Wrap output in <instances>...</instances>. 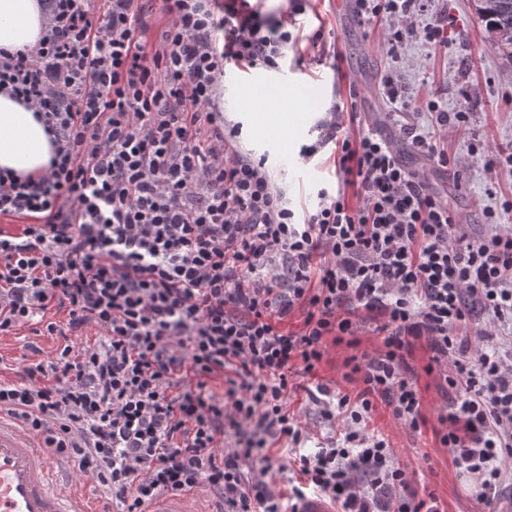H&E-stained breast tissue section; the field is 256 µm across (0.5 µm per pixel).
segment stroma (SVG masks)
I'll list each match as a JSON object with an SVG mask.
<instances>
[{
    "label": "stroma",
    "mask_w": 512,
    "mask_h": 512,
    "mask_svg": "<svg viewBox=\"0 0 512 512\" xmlns=\"http://www.w3.org/2000/svg\"><path fill=\"white\" fill-rule=\"evenodd\" d=\"M448 20V47L437 50L428 45L422 31L437 17ZM297 27L303 35L296 49L283 62L285 68L303 72L306 79L320 84L319 92L297 95L296 103L305 113L303 125L292 130L287 145L262 137L249 116L239 112L240 75L229 71L224 79V111L229 120L239 123L240 147L244 152L265 158L274 184L284 193L296 215L313 210L321 188L336 187L339 175L334 166V142H319L317 125L332 104H345L349 82L366 80L373 94L376 111L359 116L362 127L380 132L391 143L402 163L423 177L430 189L458 211L462 224L472 236L489 231L486 211H495L499 220L512 225V211L504 212L512 201V173L498 167L499 157L512 153V61L493 45L477 10L476 0H433L426 15L415 17V34L404 45L390 49L387 23L365 27L358 21L342 22L333 0H314L307 14L298 16ZM333 32L334 44L309 42L317 27ZM341 55L340 68H333L334 55ZM393 76L417 102L408 115L409 123L427 129L432 117L425 107L436 99L442 108L456 111L469 103L472 119L468 128L449 132L444 148L453 163L441 168L430 156L417 152L404 138L398 123L385 110L382 80ZM319 143L318 152L301 160V145ZM357 348L329 345L317 371L322 382L342 385L344 362L353 351L376 352L380 340L370 319H363L357 335ZM58 336H38L30 326L18 327L12 334L0 335V379H16L27 364L40 361L61 344ZM429 353L417 345L409 362L418 369V384L423 398L426 424L414 433L379 409L374 426L389 440L395 456L405 467L410 489L419 497H434L442 512H488L477 498L473 484L459 476L448 448L434 436L437 415L446 400L437 374L424 370ZM288 407L309 438L307 450L326 445L339 431V424L322 419L319 409L297 390L288 395Z\"/></svg>",
    "instance_id": "35a3bbf8"
}]
</instances>
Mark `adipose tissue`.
Here are the masks:
<instances>
[{
  "mask_svg": "<svg viewBox=\"0 0 512 512\" xmlns=\"http://www.w3.org/2000/svg\"><path fill=\"white\" fill-rule=\"evenodd\" d=\"M48 26L49 17L39 0H0V48L33 47ZM53 153L33 108L0 92V170L36 176L47 168Z\"/></svg>",
  "mask_w": 512,
  "mask_h": 512,
  "instance_id": "1",
  "label": "adipose tissue"
}]
</instances>
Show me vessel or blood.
I'll use <instances>...</instances> for the list:
<instances>
[{"instance_id":"vessel-or-blood-1","label":"vessel or blood","mask_w":512,"mask_h":512,"mask_svg":"<svg viewBox=\"0 0 512 512\" xmlns=\"http://www.w3.org/2000/svg\"><path fill=\"white\" fill-rule=\"evenodd\" d=\"M302 77L287 73L269 77L254 74L246 78L242 107L263 113L270 108L286 111L294 101L290 86H298ZM91 499L72 476L66 460L49 464L46 451L38 441L12 423L0 419V512H91ZM151 512H202L197 501L179 494L158 501Z\"/></svg>"}]
</instances>
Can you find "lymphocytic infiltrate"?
Returning <instances> with one entry per match:
<instances>
[{"label":"lymphocytic infiltrate","instance_id":"1","mask_svg":"<svg viewBox=\"0 0 512 512\" xmlns=\"http://www.w3.org/2000/svg\"><path fill=\"white\" fill-rule=\"evenodd\" d=\"M43 0L46 34L31 50H0V89L35 107L54 154L39 177L0 171V335L38 323L47 336L98 329L93 343L0 382V412L56 457L77 463L121 512L167 494L213 489L225 512H288L274 474L292 468L338 512H440L409 494L378 406L412 431L425 425L407 357L429 353L448 401L435 436L455 468L500 485L512 458V360L479 321L512 320V228L472 238L447 202L372 131L339 136L336 192L296 218L265 162L224 130L222 82L235 67L278 70L297 38L251 0H163L160 45L145 38L138 0ZM364 24L386 20L390 43L413 35L429 0H352ZM431 132L402 124L419 151L448 165L437 136L468 127V106L435 100ZM67 309V326L48 318ZM300 332L284 328L294 310ZM381 339L351 355L346 381L318 382L328 342L357 346L356 310ZM342 430L303 453L290 416L289 374ZM223 375L224 392L208 381ZM232 445H225V438ZM287 439L288 462L271 450Z\"/></svg>","mask_w":512,"mask_h":512}]
</instances>
